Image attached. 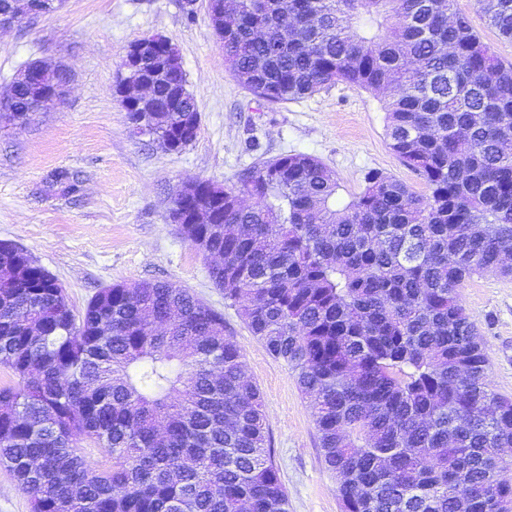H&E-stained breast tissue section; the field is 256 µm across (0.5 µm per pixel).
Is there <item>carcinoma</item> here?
Segmentation results:
<instances>
[{
	"instance_id": "carcinoma-1",
	"label": "carcinoma",
	"mask_w": 512,
	"mask_h": 512,
	"mask_svg": "<svg viewBox=\"0 0 512 512\" xmlns=\"http://www.w3.org/2000/svg\"><path fill=\"white\" fill-rule=\"evenodd\" d=\"M454 0H231L224 61L282 103L344 82L385 94L386 136L429 193L375 172L336 205L335 174L285 154L207 181L174 213L220 261L210 277L310 399L344 512H512L498 478L512 400L488 381L459 288L512 277V67ZM512 40V0H485ZM178 73L154 76L174 97ZM60 79L18 81L20 112ZM193 95L153 113L169 152L194 141ZM0 465L33 512H288L258 387L224 316L166 281L115 284L75 314L32 256L0 251ZM112 465L87 460L79 443Z\"/></svg>"
}]
</instances>
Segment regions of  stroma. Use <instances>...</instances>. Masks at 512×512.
I'll list each match as a JSON object with an SVG mask.
<instances>
[{"label":"stroma","mask_w":512,"mask_h":512,"mask_svg":"<svg viewBox=\"0 0 512 512\" xmlns=\"http://www.w3.org/2000/svg\"><path fill=\"white\" fill-rule=\"evenodd\" d=\"M454 9L512 65V41L487 25L481 0H455ZM153 34L177 47L200 113L196 139L178 152L135 133L115 95L129 45ZM37 59L61 64L68 83L55 108L0 125V242L30 253L78 312L113 284L167 281L222 313L263 398L266 446L288 512H344L309 400L238 306L225 301L209 277L210 257L170 223L168 212L183 182L229 187L241 170L294 153L313 155L334 172L342 203L365 188L374 170L426 193L389 146L382 96L338 83L296 101L256 97L230 74L205 0H66L57 13L0 28V97ZM461 293L485 344L490 384L512 397V278L476 276Z\"/></svg>","instance_id":"obj_1"}]
</instances>
